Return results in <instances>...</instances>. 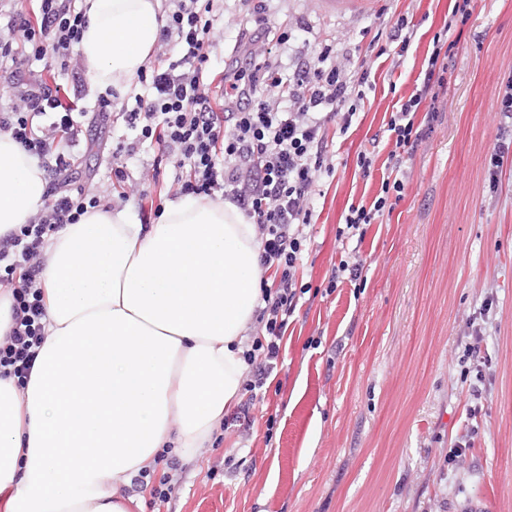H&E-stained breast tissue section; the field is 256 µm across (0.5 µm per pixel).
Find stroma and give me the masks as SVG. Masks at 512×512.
Instances as JSON below:
<instances>
[{
  "label": "stroma",
  "instance_id": "obj_1",
  "mask_svg": "<svg viewBox=\"0 0 512 512\" xmlns=\"http://www.w3.org/2000/svg\"><path fill=\"white\" fill-rule=\"evenodd\" d=\"M454 0H375L355 18L321 12L316 0H275L272 26L291 45L328 43L372 87L347 134L328 146L308 251L306 292L289 320L282 359L252 409V424L225 425L194 457L169 453L167 502L143 494L129 512H512V157L497 193L485 186L499 134L497 94L512 76V0H472L454 49L434 130L404 166L406 193L392 213L337 240L350 203L371 202L380 175L355 170L358 151L387 156L386 115L412 91ZM410 12L417 33L399 66L361 44L382 10ZM247 10L224 0L213 52L223 66ZM77 182L107 187L109 152L89 136L74 148ZM143 146L116 209L137 215L131 193L175 171H153ZM362 276L327 293L340 260ZM480 354L464 359L473 327ZM471 445L458 447L462 435Z\"/></svg>",
  "mask_w": 512,
  "mask_h": 512
}]
</instances>
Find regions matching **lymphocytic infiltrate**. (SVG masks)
<instances>
[{
	"label": "lymphocytic infiltrate",
	"instance_id": "f902f5d3",
	"mask_svg": "<svg viewBox=\"0 0 512 512\" xmlns=\"http://www.w3.org/2000/svg\"><path fill=\"white\" fill-rule=\"evenodd\" d=\"M215 0H169L160 18L159 41L173 52L153 68L146 94L136 96L123 112L125 124L138 131V142L117 146L112 173L126 182L125 168L139 142L157 145L156 163L173 162L178 194L222 199L235 205L261 239L259 262L274 270L273 282L262 283L255 321L261 335L243 358L251 377L231 419L249 422L250 408L278 360L288 321L305 290L297 269L306 249L303 228L313 220L312 201L321 176L335 168L326 158L327 126L338 122L347 133L370 74L348 71L335 61L331 45L321 46L315 63H297L284 73L281 50L291 32L273 33L266 0H258L242 36L243 58L211 76ZM85 14L76 0H36L31 11H13L0 35V133L12 139L58 181L52 198L28 224L0 238V269L12 288L10 342L0 346V376L26 379L44 336L45 304L36 281L37 259L49 233L74 224L101 205L100 193L72 190L75 157L72 146L83 125H107L112 94L97 99L93 113L64 104L63 88L78 90L86 66L76 47ZM434 45L423 77L386 123L394 143L387 170L370 204H352L343 214L347 232L374 223L403 200L400 176L406 157L425 141L437 119L438 103L448 85V62ZM61 68L64 81L34 76L30 61ZM48 125H41L42 117Z\"/></svg>",
	"mask_w": 512,
	"mask_h": 512
}]
</instances>
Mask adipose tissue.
<instances>
[{
  "instance_id": "1",
  "label": "adipose tissue",
  "mask_w": 512,
  "mask_h": 512,
  "mask_svg": "<svg viewBox=\"0 0 512 512\" xmlns=\"http://www.w3.org/2000/svg\"><path fill=\"white\" fill-rule=\"evenodd\" d=\"M77 50L122 87L159 38V0H85ZM48 181L0 134V237ZM260 240L231 203L187 196L154 224L97 209L48 237L46 327L24 382L0 376L6 512H129L122 489L161 449L194 456L239 399Z\"/></svg>"
}]
</instances>
